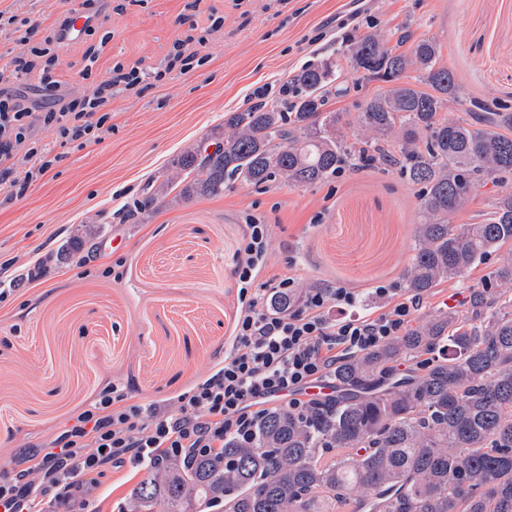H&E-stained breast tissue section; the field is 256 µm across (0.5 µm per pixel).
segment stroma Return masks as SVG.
<instances>
[{
  "mask_svg": "<svg viewBox=\"0 0 512 512\" xmlns=\"http://www.w3.org/2000/svg\"><path fill=\"white\" fill-rule=\"evenodd\" d=\"M81 3L0 0V16L35 25L41 38ZM95 19L48 64L65 92L87 91L119 66L163 78L114 93L112 133L99 144L80 150L36 127L61 160L23 198L0 203V262L25 272L48 260L40 285L16 282L0 303V469L109 385L144 402L169 400L212 372L240 306L235 268L248 216L272 226L273 270L298 258L299 288H352L369 309L372 288L401 286L418 202L392 170L363 168L307 188L235 182L222 196L124 219L148 181L226 113L279 99L284 82L335 53L345 35H388L405 23L437 40L468 97L512 104V0H100ZM189 36L206 40L209 61L170 70L174 42ZM339 81L347 92L331 107L351 125L359 102L386 88L346 64ZM84 224L102 225L105 239L123 235L124 249L50 260L71 250ZM497 261L434 288L418 318L447 310L452 294L467 311ZM143 475L128 465L108 471L93 512H127Z\"/></svg>",
  "mask_w": 512,
  "mask_h": 512,
  "instance_id": "stroma-1",
  "label": "stroma"
}]
</instances>
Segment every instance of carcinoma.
Instances as JSON below:
<instances>
[{
  "mask_svg": "<svg viewBox=\"0 0 512 512\" xmlns=\"http://www.w3.org/2000/svg\"><path fill=\"white\" fill-rule=\"evenodd\" d=\"M341 54L388 84L359 104L348 134L328 108L338 64L327 58L291 78L292 100L224 116V126L185 148L138 201L224 194L228 182L279 180L304 187L382 163L417 189L415 254L405 288L423 297L459 281L512 240V192L492 197L480 224H450L480 188L512 173V107L465 96L429 39L399 52L376 34L343 39ZM453 105L470 113L450 122ZM512 253L471 292L476 317L448 310L336 364L332 399L298 417L273 409L250 445L235 440L207 457L145 471L135 512H512ZM432 355L395 378L403 361Z\"/></svg>",
  "mask_w": 512,
  "mask_h": 512,
  "instance_id": "obj_1",
  "label": "carcinoma"
}]
</instances>
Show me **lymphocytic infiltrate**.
<instances>
[{
  "label": "lymphocytic infiltrate",
  "mask_w": 512,
  "mask_h": 512,
  "mask_svg": "<svg viewBox=\"0 0 512 512\" xmlns=\"http://www.w3.org/2000/svg\"><path fill=\"white\" fill-rule=\"evenodd\" d=\"M68 23L60 18L39 46L32 43L33 27L13 28L14 42L29 54L1 65L0 80L21 77L35 59L55 54ZM145 79L133 67L82 94L63 95L60 80L46 74L42 81L54 98L43 112L0 91V189L21 197L58 163L37 138L36 126L53 128L62 142L80 149L101 143L112 132L114 86ZM248 229L237 264L241 307L223 361L167 404L133 400L115 386L101 392L53 437L27 448L19 466L0 471V512H47L55 500L83 508L108 469L214 454L229 439L251 444L274 399L303 415L317 402L310 387L333 382L339 361L409 329L419 301L393 286H377L379 304L363 314L357 311L359 295L347 288H313L297 307L275 309L277 296L293 292L297 269L269 270L268 225L253 217Z\"/></svg>",
  "instance_id": "1"
}]
</instances>
